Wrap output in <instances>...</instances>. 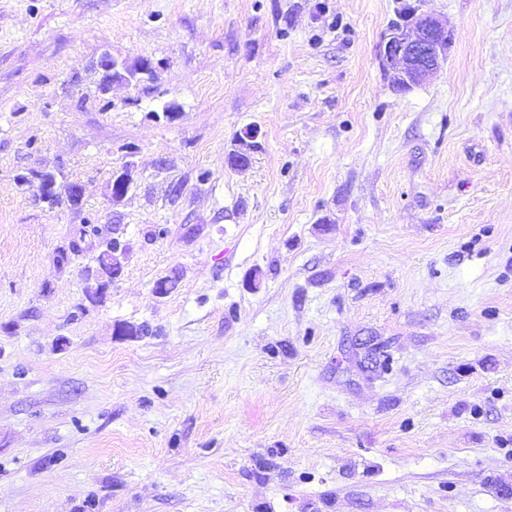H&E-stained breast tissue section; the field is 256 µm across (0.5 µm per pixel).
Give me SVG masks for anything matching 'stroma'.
Returning a JSON list of instances; mask_svg holds the SVG:
<instances>
[{
    "label": "stroma",
    "mask_w": 512,
    "mask_h": 512,
    "mask_svg": "<svg viewBox=\"0 0 512 512\" xmlns=\"http://www.w3.org/2000/svg\"><path fill=\"white\" fill-rule=\"evenodd\" d=\"M396 7L0 0V512H512V0L406 92ZM114 244H116L115 241H107L104 245V249H102L96 256V261L100 270L99 281L106 290L112 286V279H114L115 275V270L112 266V250H115ZM107 292L108 290L104 291L103 289L101 293H91L88 289L87 296L92 302L101 303L104 302Z\"/></svg>",
    "instance_id": "obj_1"
}]
</instances>
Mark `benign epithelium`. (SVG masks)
Here are the masks:
<instances>
[{
	"instance_id": "obj_1",
	"label": "benign epithelium",
	"mask_w": 512,
	"mask_h": 512,
	"mask_svg": "<svg viewBox=\"0 0 512 512\" xmlns=\"http://www.w3.org/2000/svg\"><path fill=\"white\" fill-rule=\"evenodd\" d=\"M423 0H403L378 44L382 68L394 74L403 91L429 80L448 57L453 29L448 21L422 9ZM98 66L103 72V89L119 78L117 62L103 52Z\"/></svg>"
}]
</instances>
